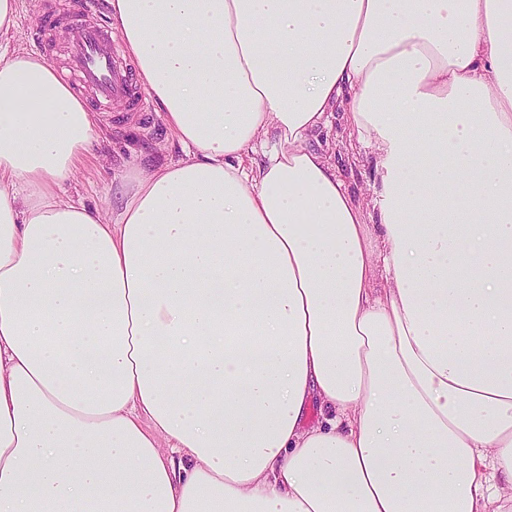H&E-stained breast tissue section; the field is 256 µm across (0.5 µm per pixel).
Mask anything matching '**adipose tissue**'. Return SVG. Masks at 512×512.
Returning a JSON list of instances; mask_svg holds the SVG:
<instances>
[{
    "label": "adipose tissue",
    "mask_w": 512,
    "mask_h": 512,
    "mask_svg": "<svg viewBox=\"0 0 512 512\" xmlns=\"http://www.w3.org/2000/svg\"><path fill=\"white\" fill-rule=\"evenodd\" d=\"M16 12L0 512H512V0H112L182 154L106 215ZM344 96L368 215L311 145Z\"/></svg>",
    "instance_id": "adipose-tissue-1"
}]
</instances>
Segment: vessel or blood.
<instances>
[{"label":"vessel or blood","mask_w":512,"mask_h":512,"mask_svg":"<svg viewBox=\"0 0 512 512\" xmlns=\"http://www.w3.org/2000/svg\"><path fill=\"white\" fill-rule=\"evenodd\" d=\"M108 8V0H48L34 39L41 44L47 31L58 33L63 77L98 108L127 115L149 111L124 50L111 29L94 22Z\"/></svg>","instance_id":"vessel-or-blood-1"}]
</instances>
